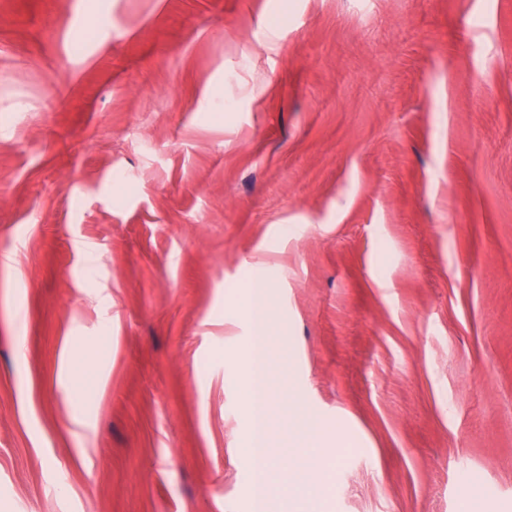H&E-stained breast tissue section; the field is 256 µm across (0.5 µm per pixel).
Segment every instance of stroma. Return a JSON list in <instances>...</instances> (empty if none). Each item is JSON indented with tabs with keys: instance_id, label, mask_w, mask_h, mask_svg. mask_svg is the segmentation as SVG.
Listing matches in <instances>:
<instances>
[{
	"instance_id": "35a3bbf8",
	"label": "stroma",
	"mask_w": 512,
	"mask_h": 512,
	"mask_svg": "<svg viewBox=\"0 0 512 512\" xmlns=\"http://www.w3.org/2000/svg\"><path fill=\"white\" fill-rule=\"evenodd\" d=\"M257 276L316 512H512V0H0V512H246Z\"/></svg>"
}]
</instances>
